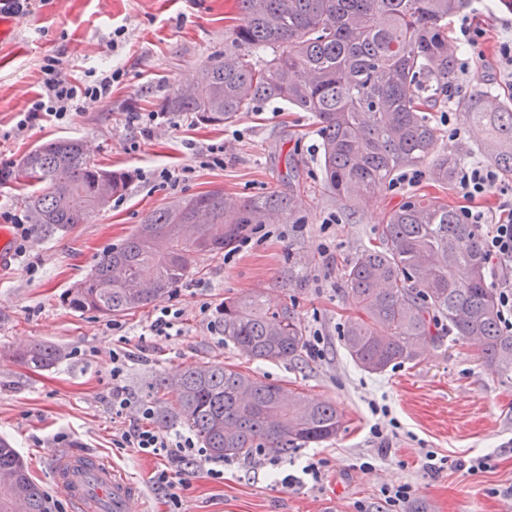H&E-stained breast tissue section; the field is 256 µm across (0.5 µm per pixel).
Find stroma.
Listing matches in <instances>:
<instances>
[{
    "mask_svg": "<svg viewBox=\"0 0 512 512\" xmlns=\"http://www.w3.org/2000/svg\"><path fill=\"white\" fill-rule=\"evenodd\" d=\"M238 16V0H45L36 12L13 17L11 36L0 42V163L20 164L47 141L78 139L94 162L129 172L131 181L123 196L84 223L53 232L35 228L25 255L0 272V437L11 442L44 489L49 512H71L64 491L49 477L51 456L60 448L95 452L139 483L143 494L134 512H168L165 491L150 482L157 459L114 445L129 423L113 416L108 402L117 322L138 353L122 383L132 403L151 402L153 425L174 403L169 393H153L156 380L206 361L231 363L332 402L344 416L336 436L294 449L277 465L256 454L234 458L220 480L205 468H188L185 512H412L418 504L424 512H512V501L503 495L512 486V382L489 375L480 345L447 336L442 345L427 347L417 364L371 374L350 360L341 341L353 311L340 289L342 264L377 243L388 214L412 195L442 196L454 208L463 206L457 188H442L432 178V161L421 165L415 185L382 186L353 212L324 186L321 138L309 113L261 103L220 127L181 115L177 127L160 125L147 139L128 125L127 113L158 111L159 90L192 83L200 65L223 55ZM119 26L124 34L116 41L112 32ZM47 55L78 77L114 66L123 78L110 103L89 101L70 120L47 117L17 130L19 112L40 90ZM452 82L454 109L474 96L512 99V85L493 82L481 61ZM456 124L453 138L439 127L433 155L458 150L477 159L484 132L461 118ZM189 140L200 149L223 144V167L196 166L185 147ZM187 165L193 171L178 189L153 177L161 168ZM213 188L239 200L275 191L292 196L295 209L288 223L273 224L272 235L252 242L232 262L220 254L196 258L193 273L177 289L183 335L143 336L154 313L150 306L114 319L67 306L66 290L149 212ZM325 242L331 245L327 256L321 253ZM292 272L303 275V287H289ZM256 291L270 306L294 305L307 334L321 336V358L306 353L278 363L248 359L225 344L222 331L210 330L199 312L203 303L217 308L226 297ZM35 342L59 347L63 359L45 370L16 362L14 351ZM374 404L387 407V415H372ZM376 424L389 438L388 451L380 450L372 433ZM429 450L452 460L483 454L493 460L484 472L447 468L430 475L422 468ZM310 460L326 463L320 484L299 479ZM290 474L297 483L284 484ZM404 482L412 487L411 498L392 510L380 489Z\"/></svg>",
    "mask_w": 512,
    "mask_h": 512,
    "instance_id": "stroma-1",
    "label": "stroma"
}]
</instances>
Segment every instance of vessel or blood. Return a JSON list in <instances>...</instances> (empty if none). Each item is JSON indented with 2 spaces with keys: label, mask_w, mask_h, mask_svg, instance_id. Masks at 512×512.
I'll use <instances>...</instances> for the list:
<instances>
[{
  "label": "vessel or blood",
  "mask_w": 512,
  "mask_h": 512,
  "mask_svg": "<svg viewBox=\"0 0 512 512\" xmlns=\"http://www.w3.org/2000/svg\"><path fill=\"white\" fill-rule=\"evenodd\" d=\"M76 512H131L139 497L136 485L100 457L70 451L51 468Z\"/></svg>",
  "instance_id": "vessel-or-blood-1"
}]
</instances>
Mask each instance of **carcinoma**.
I'll list each match as a JSON object with an SVG mask.
<instances>
[{"mask_svg": "<svg viewBox=\"0 0 512 512\" xmlns=\"http://www.w3.org/2000/svg\"><path fill=\"white\" fill-rule=\"evenodd\" d=\"M465 0H240V17L224 56L203 65L188 88L171 87L160 111L230 124L258 102L308 112L321 136L328 190L351 208L402 169L425 161L437 139L428 109L448 92L456 69L448 19ZM463 117L487 132L483 157L512 180V107L478 97ZM465 158L443 155L434 179L457 180ZM12 182L43 185L29 197L34 223L59 229L104 209L105 187L127 189L129 173L93 163L77 140L30 151ZM291 199L275 191L237 201L220 188L150 212L124 243L102 253L94 271L67 290L77 312L118 316L168 297L195 258L234 248L254 224L284 222ZM354 305L342 329L349 358L369 373L415 363L443 327L456 340L482 343L484 363L512 380V331L500 324L497 293L477 226L437 196L413 195L381 225L379 244L356 253L340 272ZM224 342L260 361L296 359L307 346L293 305L267 307L259 293L226 297ZM38 369L64 357L42 343L14 354ZM155 392L175 404L165 417L190 426L212 458L246 457L257 448L286 455L339 431L330 402L230 365L206 362L160 378ZM46 495L17 451L0 438V512H46Z\"/></svg>", "mask_w": 512, "mask_h": 512, "instance_id": "cac0c4a2", "label": "carcinoma"}]
</instances>
